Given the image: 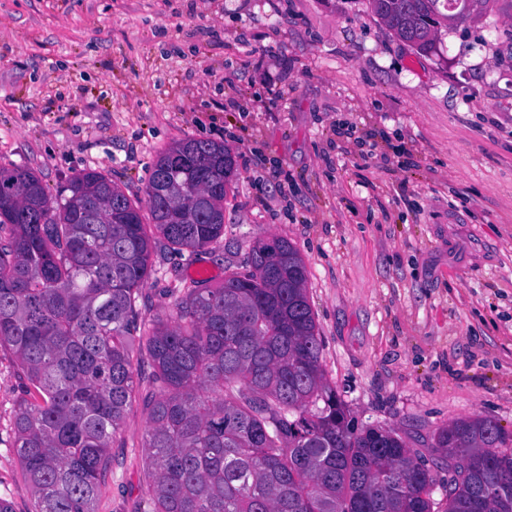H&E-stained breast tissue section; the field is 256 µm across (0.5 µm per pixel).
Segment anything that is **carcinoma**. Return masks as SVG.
Returning <instances> with one entry per match:
<instances>
[{"instance_id": "carcinoma-1", "label": "carcinoma", "mask_w": 512, "mask_h": 512, "mask_svg": "<svg viewBox=\"0 0 512 512\" xmlns=\"http://www.w3.org/2000/svg\"><path fill=\"white\" fill-rule=\"evenodd\" d=\"M447 13H442L439 3ZM491 0H369L417 53ZM234 162L220 143L162 151L146 187L165 245L191 252L224 234ZM141 207L88 169L52 195L23 168H0V349L26 379L15 445L33 512H97L147 353L143 448L149 512H512V433L461 418L435 437L437 473L393 429L359 430L321 363L308 273L284 237L258 239L224 284L183 288L173 322L138 301L154 273Z\"/></svg>"}]
</instances>
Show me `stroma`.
Returning <instances> with one entry per match:
<instances>
[{
  "label": "stroma",
  "instance_id": "1",
  "mask_svg": "<svg viewBox=\"0 0 512 512\" xmlns=\"http://www.w3.org/2000/svg\"><path fill=\"white\" fill-rule=\"evenodd\" d=\"M400 42L368 0H0V168L48 189L92 168L145 202L160 152L224 144V234L156 244L146 322L217 284L256 239L299 250L321 362L357 427L435 459L448 423L512 432V11ZM26 381L0 350V497L33 498L13 448ZM141 382L98 512H137Z\"/></svg>",
  "mask_w": 512,
  "mask_h": 512
}]
</instances>
